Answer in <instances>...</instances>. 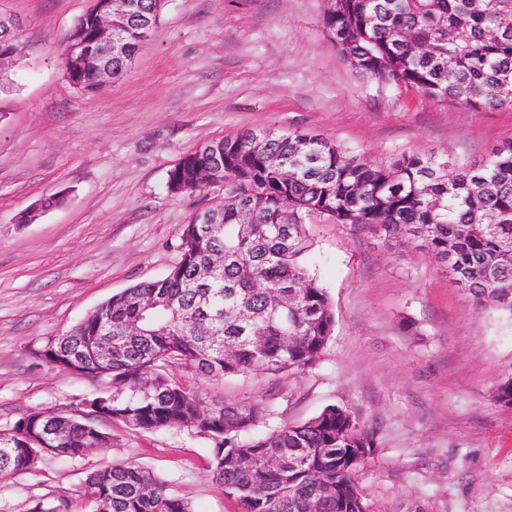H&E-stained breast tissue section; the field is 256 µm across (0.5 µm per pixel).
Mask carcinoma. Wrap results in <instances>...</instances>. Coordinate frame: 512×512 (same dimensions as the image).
Listing matches in <instances>:
<instances>
[{
    "label": "carcinoma",
    "mask_w": 512,
    "mask_h": 512,
    "mask_svg": "<svg viewBox=\"0 0 512 512\" xmlns=\"http://www.w3.org/2000/svg\"><path fill=\"white\" fill-rule=\"evenodd\" d=\"M322 24L364 74L467 108L512 105L502 94L504 84L512 85V0H333ZM426 44L435 51L416 50ZM222 148L213 164L224 179L222 223H204L207 209L195 212L169 273L100 307L112 320V360L92 361L106 337L96 313L65 337L85 350L81 369L109 383L110 395L91 400L95 410L135 429H185L208 440L216 481L245 512H307L315 472L333 492L350 488V449L373 447L367 430L350 434L352 413L330 405L301 423L259 433L274 415L264 402L205 407L169 368L223 379L316 362L334 313L325 288L299 263L313 217L358 224L388 243L413 240L448 265L476 303L512 310V141L485 163L451 172L432 154L372 165L324 138L272 130L224 138ZM208 163L193 153L183 157L169 171V190L205 191L197 172ZM245 212L254 223H241ZM152 298L161 304L145 307ZM494 400L512 407V377L498 384ZM95 419L88 411L79 419L42 411L19 418L0 433V475L35 463L31 439L46 421L70 429L64 450L52 445L48 455L74 458L107 446ZM309 448L320 450L315 471L288 469V458ZM83 496L91 512H192L157 475L120 463L89 474Z\"/></svg>",
    "instance_id": "1"
}]
</instances>
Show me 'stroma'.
Instances as JSON below:
<instances>
[{
  "mask_svg": "<svg viewBox=\"0 0 512 512\" xmlns=\"http://www.w3.org/2000/svg\"><path fill=\"white\" fill-rule=\"evenodd\" d=\"M91 5L0 0L23 46L0 64V431L32 411L75 416L108 395L105 380L39 352L177 262L183 225L223 196L167 187L201 145L271 129L375 164L431 153L457 167L512 140V106L467 109L354 69L322 26L327 0H167L124 75L85 91L63 54ZM51 196L64 204L19 223ZM306 228L299 262L335 316L316 363L277 378L182 381L208 403L267 402L273 429L329 405L351 411L374 439L355 470L371 512H512V409L493 399L512 375V311L477 305L422 250L326 218ZM96 425L110 446L0 476V512H90L85 478L115 463L154 472L192 512H240L213 478L208 440Z\"/></svg>",
  "mask_w": 512,
  "mask_h": 512,
  "instance_id": "stroma-1",
  "label": "stroma"
}]
</instances>
